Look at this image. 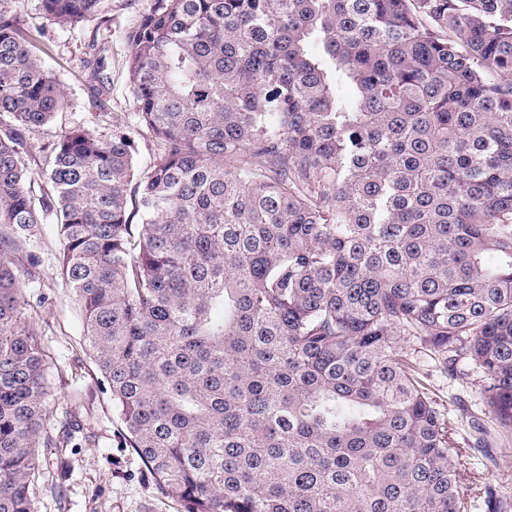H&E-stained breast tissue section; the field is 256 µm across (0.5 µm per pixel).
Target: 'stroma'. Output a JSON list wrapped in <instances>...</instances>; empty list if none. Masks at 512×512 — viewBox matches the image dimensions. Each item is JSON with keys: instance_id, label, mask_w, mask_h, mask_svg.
<instances>
[{"instance_id": "1", "label": "stroma", "mask_w": 512, "mask_h": 512, "mask_svg": "<svg viewBox=\"0 0 512 512\" xmlns=\"http://www.w3.org/2000/svg\"><path fill=\"white\" fill-rule=\"evenodd\" d=\"M31 31L46 69L60 80L66 104L51 123L38 128L29 146L32 155L74 126L109 139L116 123L132 125V98L127 81V34L151 0H103L99 15L77 28L55 23L41 0H7ZM98 38L109 48L110 95L105 106L93 103L83 70L85 47ZM54 215L41 217L39 232L23 243L18 259H39L35 282L23 292L32 309L30 328L38 335L50 383L45 426L57 445L44 449L41 473L33 488L36 512H182L175 496L162 492L145 464L124 441L125 426L112 397L88 355L78 307L59 266ZM407 351L446 412L456 448L462 453V485L468 512H484L483 489L512 494V438L499 434L485 414L478 393V370L466 377L442 372L437 355L417 341Z\"/></svg>"}]
</instances>
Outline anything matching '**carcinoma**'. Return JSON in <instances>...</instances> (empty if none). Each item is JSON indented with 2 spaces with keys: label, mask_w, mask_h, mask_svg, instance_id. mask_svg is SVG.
Masks as SVG:
<instances>
[{
  "label": "carcinoma",
  "mask_w": 512,
  "mask_h": 512,
  "mask_svg": "<svg viewBox=\"0 0 512 512\" xmlns=\"http://www.w3.org/2000/svg\"><path fill=\"white\" fill-rule=\"evenodd\" d=\"M127 39L153 165L116 124L35 172L64 95L0 8V512H35L53 445L14 257L44 212L125 442L183 512H467L404 337L479 368L512 434V0H153ZM83 68L97 100L105 44ZM134 139V162L138 171H142L153 164L157 153V146L154 137L145 129L133 131Z\"/></svg>",
  "instance_id": "obj_1"
}]
</instances>
